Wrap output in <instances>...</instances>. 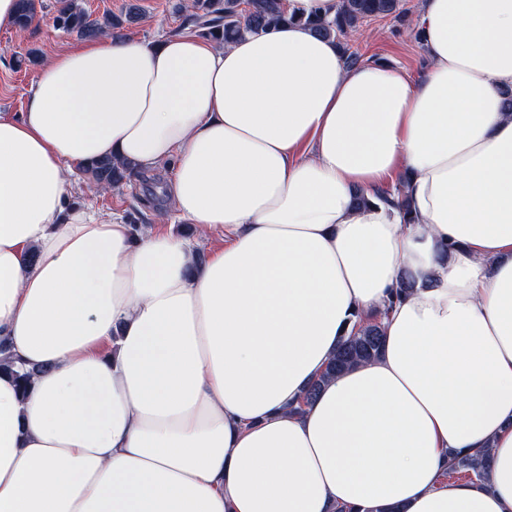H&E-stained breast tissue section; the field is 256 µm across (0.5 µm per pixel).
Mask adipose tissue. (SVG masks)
Masks as SVG:
<instances>
[{
  "mask_svg": "<svg viewBox=\"0 0 512 512\" xmlns=\"http://www.w3.org/2000/svg\"><path fill=\"white\" fill-rule=\"evenodd\" d=\"M415 28V78L298 24L110 33L0 113V354L39 371L0 372V512H512V0ZM103 157L223 247L79 202ZM377 310L380 357L305 401ZM486 469L487 460L485 458L455 455L451 459L447 475L449 478H467L469 481H473L481 478Z\"/></svg>",
  "mask_w": 512,
  "mask_h": 512,
  "instance_id": "1",
  "label": "adipose tissue"
}]
</instances>
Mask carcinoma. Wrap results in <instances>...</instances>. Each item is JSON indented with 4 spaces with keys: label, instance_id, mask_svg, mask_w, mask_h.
I'll return each mask as SVG.
<instances>
[{
    "label": "carcinoma",
    "instance_id": "cac0c4a2",
    "mask_svg": "<svg viewBox=\"0 0 512 512\" xmlns=\"http://www.w3.org/2000/svg\"><path fill=\"white\" fill-rule=\"evenodd\" d=\"M15 26L27 29L35 16L36 0H17ZM406 13L402 0H342L336 17L303 19L284 7L283 0H192L183 26L191 28L200 37L219 43H230L260 29L278 25L301 24L315 33L336 39L344 64L348 67L361 62V55L351 50L346 38L363 23ZM55 25L63 32L80 38H96L103 32L123 25V21L107 15L103 20H92L82 0H56ZM93 182L103 187H118L133 175V167L110 159L94 161L84 167ZM382 313L371 315L368 321L340 338L336 355L326 366L321 379L314 382L304 396L309 402L321 388L324 380L376 359L383 347ZM0 371L12 373L23 391L31 389L35 371L15 367L14 362L0 363ZM487 460L468 455H455L448 468V477L471 481L483 476Z\"/></svg>",
    "mask_w": 512,
    "mask_h": 512
}]
</instances>
